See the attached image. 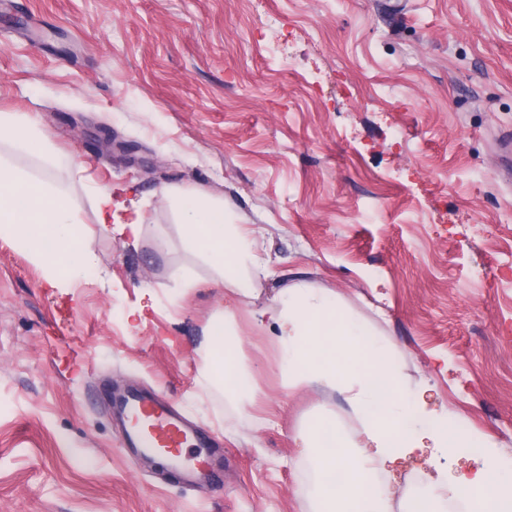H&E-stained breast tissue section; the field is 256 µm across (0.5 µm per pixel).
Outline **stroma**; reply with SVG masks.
I'll list each match as a JSON object with an SVG mask.
<instances>
[{
	"label": "stroma",
	"mask_w": 512,
	"mask_h": 512,
	"mask_svg": "<svg viewBox=\"0 0 512 512\" xmlns=\"http://www.w3.org/2000/svg\"><path fill=\"white\" fill-rule=\"evenodd\" d=\"M0 111L40 121L61 164L13 162L66 190L92 256L59 289L0 237V512H313L296 437L322 413L360 422L340 392L289 388L255 321L296 286L324 290L407 400L429 391L471 437L378 473L391 512L434 470L482 467L486 442L512 460V0H0ZM117 185L147 212L135 245L93 231ZM169 187L223 197L268 265L232 314L180 243ZM221 321L254 404L209 382ZM129 387L208 436L190 454L222 458L209 483L130 454L112 407Z\"/></svg>",
	"instance_id": "35a3bbf8"
}]
</instances>
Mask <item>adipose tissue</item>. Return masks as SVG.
Here are the masks:
<instances>
[{
    "label": "adipose tissue",
    "instance_id": "obj_1",
    "mask_svg": "<svg viewBox=\"0 0 512 512\" xmlns=\"http://www.w3.org/2000/svg\"><path fill=\"white\" fill-rule=\"evenodd\" d=\"M0 145L34 154L48 168L58 163L41 127L24 113L0 111ZM127 193V187L116 186L97 196L101 233L138 239L146 215L127 206ZM165 195L183 247L210 266L217 287L240 299L250 297L258 257L243 226L228 223L223 198L179 187ZM0 233L24 245L55 288L69 287L92 259L67 196L49 178L25 173L2 157ZM260 317L276 328L289 387L345 389L363 419L361 430L350 438L332 421L317 423L299 437L315 460L317 512H389L390 491L377 485L378 471L415 448L446 452L469 444L467 433L449 432L447 411L431 407L422 397L411 404L403 401L395 366L368 332L325 294L294 289L264 308ZM237 348V338L225 335L223 326L208 331L205 352L216 366L215 385L237 403L249 405L255 393ZM490 475L487 468L471 476L439 474L425 498L434 502L450 493L464 500L468 512H512V488H489Z\"/></svg>",
    "mask_w": 512,
    "mask_h": 512
}]
</instances>
